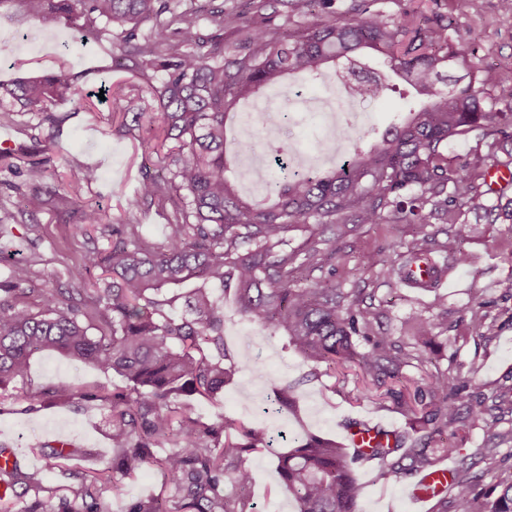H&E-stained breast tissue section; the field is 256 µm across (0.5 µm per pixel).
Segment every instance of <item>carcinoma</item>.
<instances>
[{"instance_id": "carcinoma-1", "label": "carcinoma", "mask_w": 512, "mask_h": 512, "mask_svg": "<svg viewBox=\"0 0 512 512\" xmlns=\"http://www.w3.org/2000/svg\"><path fill=\"white\" fill-rule=\"evenodd\" d=\"M16 1L30 15L70 29L74 43L97 29L108 36L117 31L123 67L163 73L159 85H148L156 117L142 130L149 141L160 130L171 143L160 158L167 175L145 176L136 201L171 202L175 220L161 244L144 237L139 224L107 225L114 236L111 247L88 252L71 271L75 292L84 296L79 302L52 291L40 293L33 305L21 302L34 289L23 287L27 277L20 267L0 280V392L42 351L112 371L126 381L125 390L112 394V472L126 476L153 466L170 486L167 497L138 500L127 512H250L243 496L252 482L248 459L271 447L268 431L224 417L205 422L187 406H172L183 395L215 399L236 373L252 365L225 348L224 301L214 290L232 295L245 321L287 336L296 352L317 365L334 371L354 364L374 386L400 379L420 354L373 334L380 307L362 292H346L326 279L297 284L288 272L295 256L280 246L291 229L313 225L309 264L323 255L318 229L342 237L350 216L355 224H378L387 217L415 229V239L389 261L387 272L404 283L423 264L426 287H437L445 266L434 255L446 253L462 265L465 253L451 236L437 241L428 232L431 221L464 224L462 204L492 193L486 210L512 224V197L486 180L488 160L512 165V105H500L480 88L468 65L467 40L449 36L439 19L396 22L366 6L349 20L279 33L253 26L245 13L224 12L214 0L196 8L183 7L184 0H0V8ZM203 12L219 30L245 33L239 53H227L224 38L200 32ZM165 13L170 19H161ZM146 23L150 31L143 33ZM370 52L384 56L388 66L386 72H370L373 96L384 95L396 77L430 102L409 110L380 142L355 151L346 165L312 177L284 173L269 180L266 195L273 204L242 199L224 174L226 121L237 102L292 73L316 81L329 65L352 70ZM451 66L467 72L442 92L437 84ZM65 93L92 106L91 94L60 73L0 83V100L28 111L45 112ZM471 132L487 153L467 155L451 166L448 146ZM500 152L506 160H499ZM81 210L83 224L75 232L102 223L99 210L85 205ZM94 269L104 277L90 285L87 275ZM435 328L430 320L415 319L416 345L430 344ZM468 328L487 337L495 322L474 310ZM466 388L461 371H446L417 388L412 403L401 390L379 396L422 423L428 429L424 441L395 431L390 445L347 452L314 434L298 440L276 465L296 512H358L363 487L355 471L370 459L383 465L385 475L418 479L435 473L437 457L459 449L430 448L431 440L456 435V425L467 419H483L479 407L461 416L457 401ZM39 397L107 399L68 382ZM475 465L460 459L448 486L433 494L436 512H512V471L503 470L496 484L481 491ZM97 481L98 486L67 488L69 494L55 497V504V498L41 496L39 474L15 460L0 469V512H13L30 492L34 498L22 512H112L106 494L118 486L108 477Z\"/></svg>"}]
</instances>
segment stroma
Masks as SVG:
<instances>
[{"label":"stroma","instance_id":"35a3bbf8","mask_svg":"<svg viewBox=\"0 0 512 512\" xmlns=\"http://www.w3.org/2000/svg\"><path fill=\"white\" fill-rule=\"evenodd\" d=\"M355 0H331L326 9L310 12L297 9L287 0H270L264 25L273 31L307 26L315 21L352 16ZM377 9L393 19L405 13L442 16L449 35L469 41V61L484 82V87L500 102L512 101V82H502L512 72V13L502 9L499 0H377ZM70 38L67 29L46 25L27 16L20 5L0 10V82L10 83L22 73L11 67L14 57L23 56L35 70H65L77 83L91 90L101 85L123 87L134 98L137 109L148 108L141 91L147 82H159V74L146 77L113 66L116 42L88 34L73 51L60 47ZM410 92L405 84H396L383 97H366L354 104L366 114L364 124L371 138L388 130ZM49 112L56 125L44 122L41 113L18 112L9 126H0V136L10 139L13 153L8 162L0 161V277L13 266L27 268L32 287L49 291H67L72 283L69 273L79 265L85 253L110 247L112 238L93 228L87 234L75 233L81 215L64 210L43 196L32 203L37 186L54 188L62 194L78 197L81 203L99 208L109 224H138L155 243L165 239L171 220V205L145 204L138 210L128 202L145 172L157 169L152 149L140 145L134 130L113 120L107 102H97L94 111L78 108L72 100L58 99ZM56 134V145L44 150L49 134ZM282 143L289 149L317 151L324 148V134L317 116L297 115L281 127L266 129L256 144L266 151L268 143ZM44 168L42 182L30 180L28 170ZM99 170L97 182L82 181L85 166ZM479 225L481 235L470 232ZM437 240L448 235L458 237L467 256L464 266H452L437 292L399 285L387 273H367L368 257L387 258L399 245L412 241L410 224L389 226L354 225L336 242V256L310 269V277L334 280L344 290H360L373 302L383 305V315L375 333L410 347L415 343L413 318L433 319L434 343L424 348L423 361H410L403 370L404 384H420L429 374L461 368L468 388L459 401L461 407L481 405L484 420L454 439L463 453H493L502 456L512 451V441H504V432L512 429V404L500 402V394L512 389V224L492 222L478 204L468 208L462 224H434L430 227ZM443 294V307H435V294ZM487 302L496 331L489 338L472 336L468 323L470 310L477 302ZM224 341L238 358L253 360L252 369L235 375L221 397L213 402L195 403V415L206 421L220 417L240 419L276 434L274 447L250 457L252 484L247 497L254 512H294L293 503L280 487L276 469L277 453L293 445L294 438L305 434L341 441L343 423L349 418L372 421L388 427L405 428L406 419L392 408L381 407L373 394L363 392L355 370L339 375L330 371L312 377V363L290 349L283 336L251 325L241 319L232 300L224 302ZM59 381L104 394L123 391L125 381L116 374L68 360L54 353L35 354L23 379L16 381L5 401L0 402V445L13 448L29 470H41L46 488L74 487L88 481L97 470L112 463L109 439L108 403L58 399L43 405L35 392ZM294 386L299 399V415L281 413L271 418L262 404L279 390ZM66 438L76 447L64 467H47L40 454L43 446ZM357 478L364 485L360 512H433V504L415 505L406 495L408 479L381 474L375 465L360 467ZM122 491L112 499V512H126L131 502L163 494L160 473L143 467L121 480Z\"/></svg>","mask_w":512,"mask_h":512}]
</instances>
